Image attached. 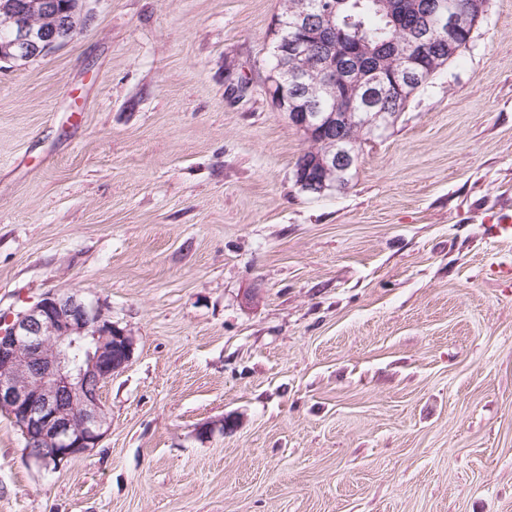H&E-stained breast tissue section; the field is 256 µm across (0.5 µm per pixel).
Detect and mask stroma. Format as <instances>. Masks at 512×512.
Here are the masks:
<instances>
[{
  "instance_id": "obj_1",
  "label": "stroma",
  "mask_w": 512,
  "mask_h": 512,
  "mask_svg": "<svg viewBox=\"0 0 512 512\" xmlns=\"http://www.w3.org/2000/svg\"><path fill=\"white\" fill-rule=\"evenodd\" d=\"M282 9L84 0L0 62V317L75 293L135 342L90 454L0 413V512H512V0L319 197Z\"/></svg>"
}]
</instances>
